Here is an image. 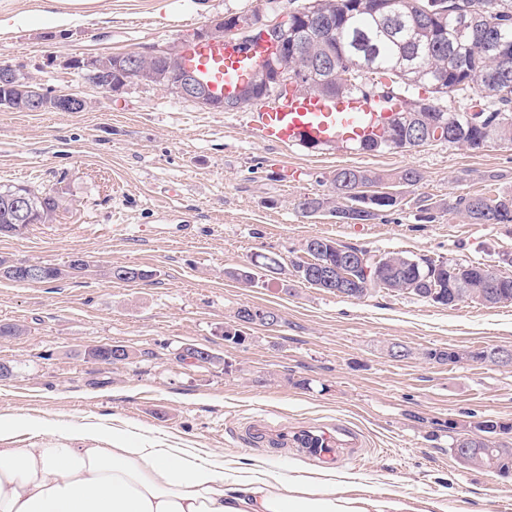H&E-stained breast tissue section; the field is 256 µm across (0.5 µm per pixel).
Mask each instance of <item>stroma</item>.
<instances>
[{
  "label": "stroma",
  "mask_w": 512,
  "mask_h": 512,
  "mask_svg": "<svg viewBox=\"0 0 512 512\" xmlns=\"http://www.w3.org/2000/svg\"><path fill=\"white\" fill-rule=\"evenodd\" d=\"M305 0H0V65L46 92L82 96V112L0 111V184L64 194L51 224L0 238V261L65 265L83 254L87 272L46 284L0 278V414L36 415L14 444L67 434L86 422L126 424L160 447L217 458L224 475L259 463L287 483L322 467L282 449L235 442L230 430L275 411L295 423L342 420L364 436L360 465L336 468L337 496L367 512H512V477L465 468L453 437L476 422L512 423V364L428 363L425 348L512 349V304L442 306L381 291L353 299L292 274L247 288L232 271L256 252L303 259L308 238L328 237L374 254L401 252L480 262L512 275L511 224H475L459 197L512 195V144L473 150L435 142L406 151L356 147L282 149L256 142L247 110L222 112L164 88L98 89L71 58L143 55L196 38L234 14L270 18ZM341 168L417 169L415 186L386 184L397 206L367 224L301 198H332ZM433 205L421 219L420 199ZM112 265L149 271L135 283L104 275ZM277 315L253 324L244 344L224 339L241 307ZM411 348L394 359L390 346ZM122 345L128 360L94 359ZM208 350L213 363L186 359Z\"/></svg>",
  "instance_id": "obj_1"
}]
</instances>
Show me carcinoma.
I'll list each match as a JSON object with an SVG mask.
<instances>
[{"instance_id":"obj_1","label":"carcinoma","mask_w":512,"mask_h":512,"mask_svg":"<svg viewBox=\"0 0 512 512\" xmlns=\"http://www.w3.org/2000/svg\"><path fill=\"white\" fill-rule=\"evenodd\" d=\"M317 2L320 13L331 20L327 36L313 29L288 49V64L302 79L312 73L315 63L325 60L332 64L336 81V96L367 94L373 87L392 85V95L383 102L390 112L404 111L405 97L416 99L426 95L432 102L430 112L448 123L455 132V143L465 144L477 137L478 129L470 126L468 113L486 115L483 143H512V123L502 117L512 115V74L506 78L489 75L495 53L512 55V0H308ZM429 7L431 14L424 26L415 18L418 6ZM472 15L482 19V31L466 25ZM464 102L460 109L444 104L448 95ZM336 174L348 179L340 198L356 206L341 210L350 220L366 224L397 205L392 198L380 202L360 194V191L385 180L415 186L422 180L420 172L405 168L392 174H380L367 169L341 168ZM33 197L34 208L40 213L56 210L63 196L43 197L44 191L28 185H0V237L9 236L15 224L23 223L13 209V197L20 192ZM455 208L465 211L474 224L512 223V197L496 198L482 195L461 197ZM306 246L322 248L323 261L338 262L339 252L349 255L367 254L369 250L343 244L336 251V241L323 237L306 240ZM397 265L385 273L391 292H408L429 298L431 288L438 296L432 302L455 306L456 297L480 286H489L499 299L512 302V275H503L481 263H459L432 258L417 259L395 253ZM254 266L269 276L283 273L279 254L255 255ZM115 355L112 346L97 347L92 356L109 363L129 358L121 348ZM511 431L500 422L486 419L474 427V432L453 439L454 447L467 445L472 449L471 466L500 476L512 472V447L494 444L486 438L497 431Z\"/></svg>"}]
</instances>
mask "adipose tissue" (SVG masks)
Segmentation results:
<instances>
[{
  "label": "adipose tissue",
  "instance_id": "ef3b65f1",
  "mask_svg": "<svg viewBox=\"0 0 512 512\" xmlns=\"http://www.w3.org/2000/svg\"><path fill=\"white\" fill-rule=\"evenodd\" d=\"M333 479L287 485L261 465L226 480L222 466L132 444L87 424L79 436L0 445V512H364Z\"/></svg>",
  "mask_w": 512,
  "mask_h": 512
}]
</instances>
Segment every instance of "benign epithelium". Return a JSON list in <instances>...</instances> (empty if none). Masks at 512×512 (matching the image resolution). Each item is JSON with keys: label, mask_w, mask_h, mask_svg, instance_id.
Instances as JSON below:
<instances>
[{"label": "benign epithelium", "mask_w": 512, "mask_h": 512, "mask_svg": "<svg viewBox=\"0 0 512 512\" xmlns=\"http://www.w3.org/2000/svg\"><path fill=\"white\" fill-rule=\"evenodd\" d=\"M292 13H284L277 19L266 23H253L248 18L233 16L216 19L200 34L206 40H222L228 33L238 35L242 39L257 38L267 42L278 53L276 62L267 67H259L252 75L251 83L263 87V91L254 97L258 102L268 101L271 88L287 85L298 87L302 81L288 69V39L291 38L290 27ZM162 61V69L155 70L141 65V54L131 52L120 55H99L91 58H72L69 64L76 69L88 73L91 83L107 92H118L131 81L149 85L163 86L180 96L193 100L208 109H221L225 112L238 111L244 108L242 93L224 98L214 97L208 87L194 72L185 67L181 49H165L158 53ZM0 86L13 91L11 97L13 110L16 112H81L86 108V100L78 95L61 94L47 97L33 84L19 79L9 66H0ZM431 141H443L448 132L446 125L426 116L425 105L420 101H409V111L401 113L393 130L389 131L381 142V146L395 149L413 144L422 136ZM306 262L314 265L313 276L320 285L326 288H349L350 276L345 267L359 264L365 267L366 277L375 283L381 282L380 273L388 260L381 257L369 259V256L357 255L343 259L335 265L306 257Z\"/></svg>", "instance_id": "benign-epithelium-1"}]
</instances>
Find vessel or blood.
Masks as SVG:
<instances>
[{
	"label": "vessel or blood",
	"instance_id": "obj_1",
	"mask_svg": "<svg viewBox=\"0 0 512 512\" xmlns=\"http://www.w3.org/2000/svg\"><path fill=\"white\" fill-rule=\"evenodd\" d=\"M271 54L270 46L265 44L188 40L182 45L186 66L218 96L238 92L251 72ZM392 120V113L358 98L330 102L315 94L297 92L256 113L252 130L257 141L271 146H347L379 138ZM233 438L254 447L293 448L309 462L340 466L360 462L364 446L351 425H288L272 412L249 417Z\"/></svg>",
	"mask_w": 512,
	"mask_h": 512
}]
</instances>
